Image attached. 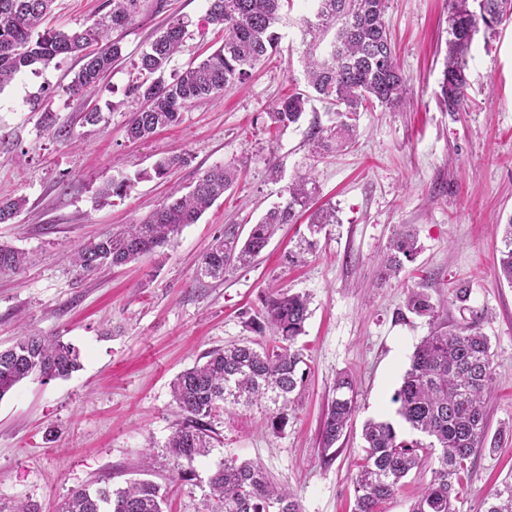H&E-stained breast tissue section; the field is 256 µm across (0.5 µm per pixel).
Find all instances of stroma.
<instances>
[{"label": "stroma", "instance_id": "stroma-1", "mask_svg": "<svg viewBox=\"0 0 512 512\" xmlns=\"http://www.w3.org/2000/svg\"><path fill=\"white\" fill-rule=\"evenodd\" d=\"M104 0H55L45 28L77 30L103 12ZM176 20L188 35L169 73L200 62L222 42L207 20V0H145L122 34L123 57L92 90L68 85L76 57L32 67L0 91V196L27 204L0 241L29 252L18 273H0V348L19 329L57 336L81 352L71 378H29L0 399V507L54 512L74 489L133 479L168 491L165 512H207L208 476L227 456L263 465L287 484L302 512H353V477L363 456L366 420L383 418L427 319L407 313L409 289L430 295L446 325L484 315L493 352V390L486 401L494 452L467 460L458 475L459 512H481L483 497L512 479V285L499 279L500 239L493 227L512 216V18L479 32L468 64L467 111L451 113L438 100L448 49V0H390L388 22L406 79L397 109L361 110L350 145L313 158L312 125L333 128L334 106L312 100L302 119L276 129L268 114L305 89L302 47L295 27L281 31L280 52L245 83L187 108L179 125L144 141L125 127L139 103L129 97V73L141 51ZM40 96L38 110L29 100ZM99 108L104 119L83 125ZM73 125L64 141L44 122ZM183 164L163 178L136 180L128 195L101 202L97 188L152 168L164 156ZM280 177L271 180L269 159ZM224 164L239 178L174 241L124 267L78 274L70 256L87 240L141 219L172 190L189 191L202 173ZM311 172L312 208L332 207L337 223L304 252L307 216L285 224L246 268L223 281L200 278L199 264L225 225L248 236L271 207L283 202L300 173ZM413 225L420 251L399 277L379 280L383 251L398 225ZM466 282L460 307L452 294ZM308 295L310 316L298 339L310 374L283 426L272 427V403L217 414L212 451L197 460L196 477L178 481L166 441L183 417L170 383L210 349L260 336L250 321L280 291ZM355 384L356 412L346 436L325 456L322 423L335 398L338 374ZM150 469H143V462Z\"/></svg>", "mask_w": 512, "mask_h": 512}]
</instances>
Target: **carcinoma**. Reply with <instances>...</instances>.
I'll return each mask as SVG.
<instances>
[{
    "label": "carcinoma",
    "mask_w": 512,
    "mask_h": 512,
    "mask_svg": "<svg viewBox=\"0 0 512 512\" xmlns=\"http://www.w3.org/2000/svg\"><path fill=\"white\" fill-rule=\"evenodd\" d=\"M143 0H107L99 19L72 32L38 31L54 0H0V90L30 67H48L52 61L74 55L82 60L69 84L74 94L94 88L112 65L123 57L121 38L110 34L132 25ZM207 20L224 31L223 43L205 60L180 74L165 78L173 56L182 47L186 25L173 21L143 51L134 64L129 94L142 103L126 126L131 140L146 139L161 128L174 126L193 103L223 92L250 77L277 49V29L288 25L284 11L289 0H207ZM311 12L299 19L303 31L302 61L307 86L320 99L336 106L339 124L326 130L312 127L314 153L336 140L353 137L361 109L373 103L399 105L406 82L397 61L387 11L389 0H313ZM512 16V0H448V56L440 83L441 101L450 112L467 105L468 56L474 36ZM310 95L284 97L269 113L279 128L299 122ZM235 173L215 165L198 178L185 194L172 192L144 220L126 224L72 254L81 275L103 266L121 267L174 239L200 217L233 184ZM313 183L310 174L298 176L288 186V198L264 215L244 243L227 226L206 254L199 274L224 279L233 265H250L267 246L280 224H293L297 209L306 205ZM132 187L128 178L114 180L100 191L121 197ZM22 196L0 198V224H10L24 209ZM336 223V211L316 212L310 232ZM502 249L499 276L512 284V216L497 225ZM418 253L416 233L401 227L387 246L380 273L397 275L404 261ZM28 254L0 243V272L27 266ZM407 310L435 318L430 296L421 288L411 290ZM308 298L288 292L265 299L263 310L252 321L259 333L271 332L273 345L256 348L251 343L216 348L203 355L204 362L180 372L171 393L184 421L166 443L177 466L178 480L193 479L190 465L211 451V422L227 408L267 400L279 413L271 419L284 423L282 410L294 402L306 382V364L298 338L308 319ZM80 368V350L57 336L24 332L8 348L0 349V399L18 384L36 376L48 382L66 379ZM490 341L474 319L450 327L438 324L417 346L402 384L392 396L396 414L409 434L387 420L365 422L362 463L355 477L353 512H382L381 505L396 496L401 482L425 459H434L431 478L410 506L409 512H457L456 477L463 462L484 449L487 440L486 397L492 385ZM336 398L325 413L322 437L328 451L351 427L356 411L352 380L336 378ZM209 512H302L296 496L274 482L264 467L252 460L224 458L208 478ZM166 492L148 479H134L127 487L109 485L74 490L57 512H164ZM483 512H512V482L483 500Z\"/></svg>",
    "instance_id": "obj_1"
}]
</instances>
